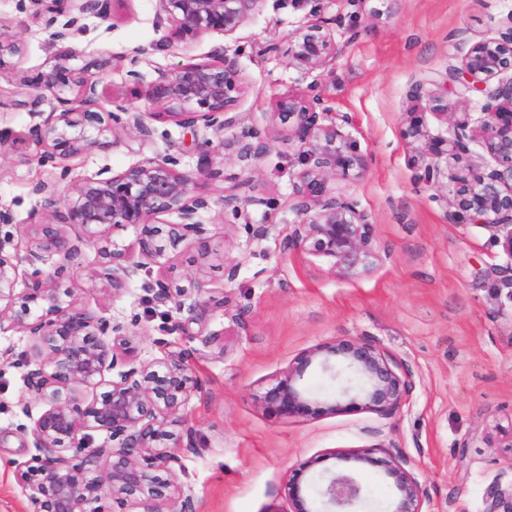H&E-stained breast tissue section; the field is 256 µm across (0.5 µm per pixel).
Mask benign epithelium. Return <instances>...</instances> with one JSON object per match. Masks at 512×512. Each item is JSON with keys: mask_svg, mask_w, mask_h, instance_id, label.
<instances>
[{"mask_svg": "<svg viewBox=\"0 0 512 512\" xmlns=\"http://www.w3.org/2000/svg\"><path fill=\"white\" fill-rule=\"evenodd\" d=\"M122 0H16L17 11L41 17L51 38L64 44L57 55L50 80L51 92L63 109L51 112L29 129L41 148L38 162L46 166L57 158H75L85 152L106 149L105 139L116 129H132L142 140L152 138L151 120L172 118L182 127L208 129L212 137L201 144V161L211 160L219 150L229 149L244 165L256 169L269 152L266 136L253 125H242L235 105L242 90L236 61L222 56L216 63H188L155 70L144 82L130 58L129 81L146 84L144 97L151 106L165 111L129 107L116 100L104 103L97 92L92 68L104 70L108 58L95 59L76 69L77 57L67 45L74 28L86 14L105 15ZM161 11L173 23L163 42L194 40L210 32L233 36L254 17L260 0H158ZM310 6L309 22L293 35L291 55L297 67L307 72L328 68L336 56V43L327 22L320 19L323 0H302ZM18 39L0 32V67L5 57L21 54ZM75 86L80 107H66L60 97ZM454 93L457 100L448 99ZM482 96L483 117L473 124L463 102L470 95ZM411 97L449 120L447 136L427 143L428 161L422 180L449 182L453 216L490 233L502 247L506 260L488 273L494 289L507 291L512 300V14L491 38L471 43L460 66L448 70L446 85L426 91L412 88ZM277 116L299 143L300 170L291 198L297 221L291 225L288 249L326 257L344 277L369 271L379 259L376 228L370 214L353 197L330 187L336 177L360 178L367 171L366 156L348 131L346 113L324 105L315 84L302 95L290 94L276 103ZM232 132L229 139L226 132ZM477 144L493 166L469 162L471 145ZM446 161V169L440 162ZM174 154L149 158L115 172L103 167L84 178L64 200L57 198L55 184L38 182L33 192L52 208L46 222L33 223L38 237L25 255L18 253L11 209L0 206V330L9 328L32 338L34 355L13 359L0 357L24 368L28 391L46 408L31 423L0 430V444L15 436L29 449V459L15 464L18 480L31 491L33 512H198L192 494L176 481L179 453L192 448V431L172 438L166 431L171 417L185 404L199 382L191 371L192 352L159 339L162 357L139 364L120 359L118 347L130 349L126 324L102 317L97 311L67 300L71 291L59 278L66 264L75 260L90 243L100 245L104 262L91 280L117 293L135 280L156 305L172 304L184 313L174 330L189 339L212 343L217 333L206 332L208 314L192 294L203 288L172 289L160 279L140 278L141 271L159 262L166 252L188 240H200L206 225L199 210L206 201L193 195V174L180 168ZM174 215L176 221H160ZM130 224L139 229L137 258L116 247L110 229ZM74 229V238L61 228ZM62 256L54 271L45 268L46 253ZM24 263L21 304L15 305L17 267ZM117 377L105 374L117 367ZM312 367L335 375L346 372L336 392L309 388L305 375ZM106 387L86 404L74 395V387ZM414 389L410 371L373 340L338 336L302 351L288 369L259 396L262 406L288 419H316L354 410L390 417L408 401ZM105 435V442L92 445V433ZM173 445H160L162 439ZM322 466L318 473L313 468ZM379 468L391 491L388 512H423V492L410 469V460L399 454L375 457L366 449L332 451L303 462L288 479L289 512H356L365 498L356 473ZM116 487L123 497L114 506L104 504V487ZM483 512H512V480H496L484 492Z\"/></svg>", "mask_w": 512, "mask_h": 512, "instance_id": "1", "label": "benign epithelium"}]
</instances>
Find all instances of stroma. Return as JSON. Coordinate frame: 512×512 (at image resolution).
Here are the masks:
<instances>
[{"label": "stroma", "mask_w": 512, "mask_h": 512, "mask_svg": "<svg viewBox=\"0 0 512 512\" xmlns=\"http://www.w3.org/2000/svg\"><path fill=\"white\" fill-rule=\"evenodd\" d=\"M510 13L512 0H326L322 18L335 37L336 59L309 73L289 55L294 32L309 19L297 0H261L234 36L209 33L165 50L159 44L171 23L157 0H122L109 17L81 19L72 65L111 57L112 67L98 77L105 97L146 107L141 87L126 77L131 56L150 79L156 69L209 63L224 53L243 77L237 112L270 142L252 172L232 153L214 155L220 178L198 176L194 188L209 203L200 212L206 241H185L151 268L174 288L203 283L216 343L163 335L176 311L153 307L137 285L117 294L94 287L96 247H84L64 271L79 303L130 326V360L160 357L161 337L192 350L202 388L180 410L194 431V448L181 454L176 473L199 512H287L291 469L333 450L410 457L425 512H482L486 487L512 478V301L495 296L484 277L505 257L484 229L455 222L446 181L422 182L424 144L405 135L414 120L429 136L445 134L446 120L414 102L412 88L435 89L468 42L493 36ZM0 31L25 45L22 57L0 66V130L15 140L0 150V205L17 224H29L39 207L32 188L41 180L57 181L63 197L102 167L120 171L164 153L196 171L206 131L170 121L155 122L151 140L120 129L110 149L40 166L28 138L34 119L23 103L36 94V80L52 74L61 45L42 21L17 12L14 0H0ZM314 81L328 106L351 116L350 132L369 159L364 177L332 183L376 226L381 259L354 279L341 277L327 258L288 248L298 143L275 115V102ZM246 178L251 201L236 219L225 212L224 197ZM256 224L269 225L265 238L253 237ZM231 265L238 274L229 281L224 269ZM337 336L374 340L408 368L415 389L400 411L288 420L259 404L258 394L301 351ZM26 405L36 414L42 409L19 369L0 365V428L23 422ZM25 458L16 438L0 445V512L33 510L29 489L15 475V462Z\"/></svg>", "instance_id": "obj_1"}]
</instances>
